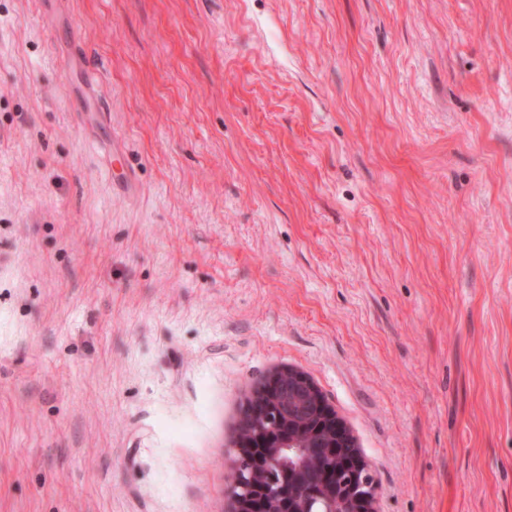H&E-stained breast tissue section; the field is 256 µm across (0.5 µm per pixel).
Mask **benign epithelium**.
Here are the masks:
<instances>
[{"instance_id": "1", "label": "benign epithelium", "mask_w": 512, "mask_h": 512, "mask_svg": "<svg viewBox=\"0 0 512 512\" xmlns=\"http://www.w3.org/2000/svg\"><path fill=\"white\" fill-rule=\"evenodd\" d=\"M239 427L232 512H376L369 463L303 370H271Z\"/></svg>"}]
</instances>
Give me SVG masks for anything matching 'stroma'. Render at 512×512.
Returning <instances> with one entry per match:
<instances>
[{
    "instance_id": "35a3bbf8",
    "label": "stroma",
    "mask_w": 512,
    "mask_h": 512,
    "mask_svg": "<svg viewBox=\"0 0 512 512\" xmlns=\"http://www.w3.org/2000/svg\"><path fill=\"white\" fill-rule=\"evenodd\" d=\"M278 366L512 512V0H0V512H230Z\"/></svg>"
}]
</instances>
